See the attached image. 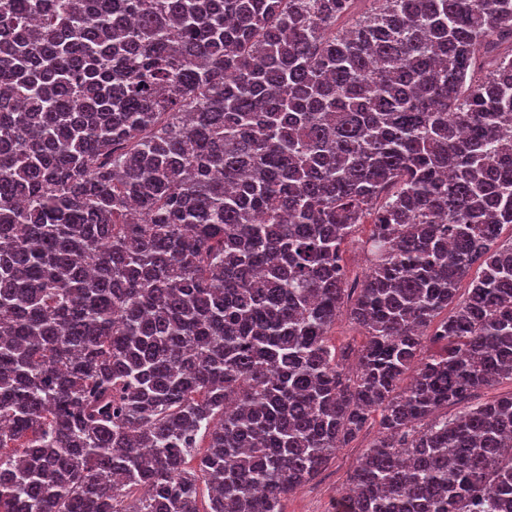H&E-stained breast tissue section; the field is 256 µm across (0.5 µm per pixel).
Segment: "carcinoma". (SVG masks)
Segmentation results:
<instances>
[{
    "label": "carcinoma",
    "instance_id": "carcinoma-1",
    "mask_svg": "<svg viewBox=\"0 0 512 512\" xmlns=\"http://www.w3.org/2000/svg\"><path fill=\"white\" fill-rule=\"evenodd\" d=\"M506 224L512 0H3L0 512H512ZM329 335L337 349L346 346L349 342L353 343V340L360 342L362 338L356 326L345 317L336 322V326L333 327ZM377 435L378 426H370L349 446L338 448L316 478L302 484L283 500V511L334 512V503L341 498L350 472Z\"/></svg>",
    "mask_w": 512,
    "mask_h": 512
}]
</instances>
